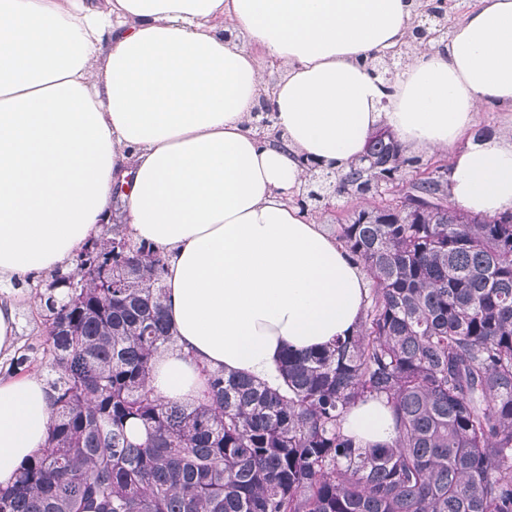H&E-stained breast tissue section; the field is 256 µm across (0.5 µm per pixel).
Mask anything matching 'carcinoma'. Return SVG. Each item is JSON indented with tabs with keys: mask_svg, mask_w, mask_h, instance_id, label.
Instances as JSON below:
<instances>
[{
	"mask_svg": "<svg viewBox=\"0 0 512 512\" xmlns=\"http://www.w3.org/2000/svg\"><path fill=\"white\" fill-rule=\"evenodd\" d=\"M373 133L336 173L354 197L385 173L399 200L340 225L371 280L351 336L286 350L277 388L222 369L187 402L150 387L177 346L165 314L164 259L112 225L76 257L102 276L44 289L39 358L47 446L0 488V512H512V216L448 205L440 167ZM387 403L397 436L364 448L342 431L351 407ZM136 422L139 438L129 433Z\"/></svg>",
	"mask_w": 512,
	"mask_h": 512,
	"instance_id": "obj_1",
	"label": "carcinoma"
}]
</instances>
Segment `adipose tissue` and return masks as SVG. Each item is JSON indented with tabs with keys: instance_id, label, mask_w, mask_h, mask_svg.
I'll return each instance as SVG.
<instances>
[{
	"instance_id": "1",
	"label": "adipose tissue",
	"mask_w": 512,
	"mask_h": 512,
	"mask_svg": "<svg viewBox=\"0 0 512 512\" xmlns=\"http://www.w3.org/2000/svg\"><path fill=\"white\" fill-rule=\"evenodd\" d=\"M422 0H0V283L66 268L103 225L169 256L177 349L152 366L166 399L203 368L275 385L285 349L352 335L368 278L295 201L309 165L344 171L384 126L406 154L449 155L457 208L512 211V130L481 142L482 105L512 109V0H480L443 47L412 35ZM405 48L394 80L374 69ZM279 138L251 111L268 64ZM42 377L0 376V486L44 447ZM343 432L391 445L389 407Z\"/></svg>"
}]
</instances>
